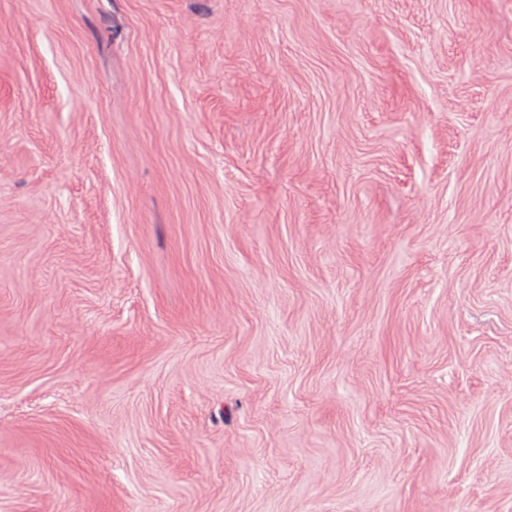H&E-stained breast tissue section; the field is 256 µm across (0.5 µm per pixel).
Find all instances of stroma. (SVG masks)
I'll return each mask as SVG.
<instances>
[{
    "label": "stroma",
    "mask_w": 512,
    "mask_h": 512,
    "mask_svg": "<svg viewBox=\"0 0 512 512\" xmlns=\"http://www.w3.org/2000/svg\"><path fill=\"white\" fill-rule=\"evenodd\" d=\"M0 512H512V0H0Z\"/></svg>",
    "instance_id": "obj_1"
}]
</instances>
